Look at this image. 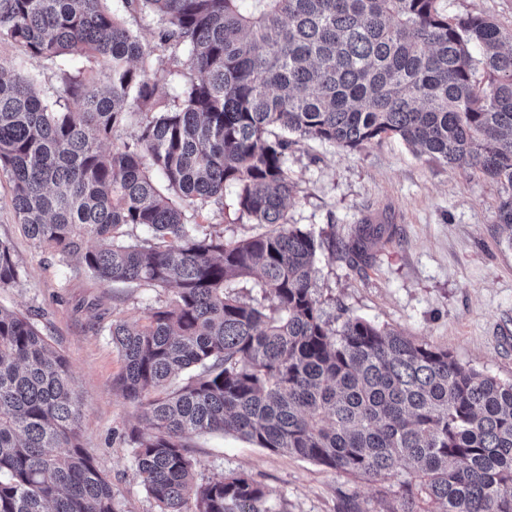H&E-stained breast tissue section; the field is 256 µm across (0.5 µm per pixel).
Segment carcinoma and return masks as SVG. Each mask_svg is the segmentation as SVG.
<instances>
[{
	"label": "carcinoma",
	"mask_w": 512,
	"mask_h": 512,
	"mask_svg": "<svg viewBox=\"0 0 512 512\" xmlns=\"http://www.w3.org/2000/svg\"><path fill=\"white\" fill-rule=\"evenodd\" d=\"M158 17L197 78L172 105L138 66L145 47L106 0H0V38L56 63L87 55L61 106L20 64L0 63V170L39 248L77 259L101 284L172 289L144 324L108 327L119 386L142 410L135 475L158 512H271L241 472L195 476L194 434L224 431L367 480L400 479L390 512H512V382L448 350L342 310L330 321L313 269L322 248L288 223V150L355 149L383 135L507 194L512 243V31L450 18L436 0H124ZM477 46L481 58L473 57ZM149 106L133 142L105 143ZM161 174L163 182L153 173ZM236 188L238 218L261 232L195 235L188 210ZM152 240L124 239L128 227ZM343 245L356 263L383 233ZM20 278L0 241V289ZM256 281L263 302L236 284ZM197 370L168 389L172 377ZM69 364L25 315L0 306V512H118L83 448Z\"/></svg>",
	"instance_id": "carcinoma-1"
}]
</instances>
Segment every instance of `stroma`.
Masks as SVG:
<instances>
[{"mask_svg": "<svg viewBox=\"0 0 512 512\" xmlns=\"http://www.w3.org/2000/svg\"><path fill=\"white\" fill-rule=\"evenodd\" d=\"M108 6L145 45L142 67L157 85V100L178 97L191 76L182 49L161 43L156 16L131 13L122 0ZM448 16L480 14L512 29V0H437ZM23 61L45 93H62L68 76L82 74L103 84L107 72L95 59L57 65L19 43L0 38V62ZM295 190L289 223L312 230L324 246L313 277L328 316L339 310L403 331L448 349L464 366L512 381V239L497 222L503 186L470 169L449 168L417 156L385 135L356 150L309 140L288 153ZM198 234L215 231L239 240L257 233L236 213V190L193 217ZM362 224L384 225L373 242L369 265H351L336 245ZM0 239L20 266L18 284L0 291V306L30 314L66 356L72 389L80 403L84 448L112 485L120 512H157L135 477L128 435L145 428L141 411L120 391L123 360L99 310L115 320L143 322L169 301L168 290L109 286L88 281L77 262H60L24 234L14 211L12 184L0 172ZM189 445L196 478L215 480L245 472L268 493L273 512H390L395 480H365L336 473L308 460L274 453L222 432L193 436Z\"/></svg>", "mask_w": 512, "mask_h": 512, "instance_id": "35a3bbf8", "label": "stroma"}]
</instances>
